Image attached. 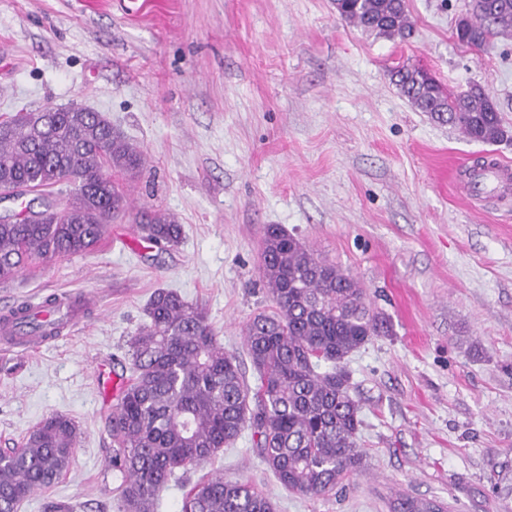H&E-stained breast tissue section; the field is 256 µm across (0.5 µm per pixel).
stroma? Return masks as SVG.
I'll return each instance as SVG.
<instances>
[{
    "label": "stroma",
    "mask_w": 512,
    "mask_h": 512,
    "mask_svg": "<svg viewBox=\"0 0 512 512\" xmlns=\"http://www.w3.org/2000/svg\"><path fill=\"white\" fill-rule=\"evenodd\" d=\"M469 0H406L407 40L341 19L333 0H0V117L80 105L102 113L147 162L120 186L173 214L166 251L114 224L86 252L29 261L0 283V307L79 291L93 304L55 345L0 356V449L46 416L78 426L69 471L48 501L120 512L121 475L95 367L127 366L126 342L160 288L202 304L248 383L246 323L271 301L258 272L263 228L282 225L367 288L393 332L353 353L365 467L325 498L288 492L252 429L186 484L239 480L277 512H389L395 495L449 512H512L494 470L512 468V192L468 193L486 161L512 163V35L477 52L454 36ZM426 70L446 90L484 87L509 133L490 145L416 109L390 71Z\"/></svg>",
    "instance_id": "obj_1"
}]
</instances>
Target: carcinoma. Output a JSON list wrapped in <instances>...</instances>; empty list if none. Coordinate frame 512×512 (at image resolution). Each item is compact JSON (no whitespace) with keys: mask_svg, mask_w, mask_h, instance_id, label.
<instances>
[{"mask_svg":"<svg viewBox=\"0 0 512 512\" xmlns=\"http://www.w3.org/2000/svg\"><path fill=\"white\" fill-rule=\"evenodd\" d=\"M339 16L364 31L404 39L412 24L406 0H334ZM512 31V0H471L456 25L457 41L485 50L493 29ZM391 79L417 109L467 138H507L496 103L478 84L453 94L421 68ZM143 152L98 112L72 105L17 112L0 121V200L35 194L18 213L0 216V281L34 259L73 255L97 245L108 226L126 219L161 250L176 246L182 226L161 209H132L115 175H134ZM58 189L63 203L52 197ZM261 280L272 310L244 328L257 384L208 321L205 308L173 291L154 292L146 322L127 341L131 377L107 424L112 469L120 472L121 512H158L161 493L178 474L216 457L249 426L262 461L291 493L324 497L361 471V407L350 395L346 361L373 338L389 336L388 316L367 289L278 224L265 226ZM78 429L70 418H44L15 448L0 450V512H18L36 491L64 476ZM391 512H447L443 502L398 496ZM180 512H275L255 487L222 476L195 483Z\"/></svg>","mask_w":512,"mask_h":512,"instance_id":"obj_1","label":"carcinoma"}]
</instances>
